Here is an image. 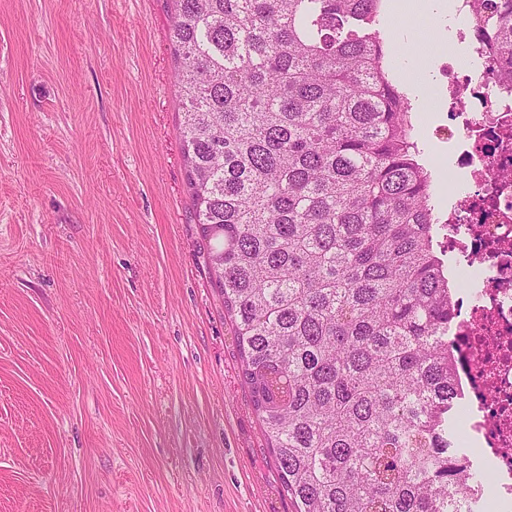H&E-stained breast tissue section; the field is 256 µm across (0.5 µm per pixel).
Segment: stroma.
Here are the masks:
<instances>
[{"label": "stroma", "mask_w": 512, "mask_h": 512, "mask_svg": "<svg viewBox=\"0 0 512 512\" xmlns=\"http://www.w3.org/2000/svg\"><path fill=\"white\" fill-rule=\"evenodd\" d=\"M380 28L433 169L448 0ZM172 0H0V512H292L200 248Z\"/></svg>", "instance_id": "1"}]
</instances>
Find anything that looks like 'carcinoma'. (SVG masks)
<instances>
[{
  "mask_svg": "<svg viewBox=\"0 0 512 512\" xmlns=\"http://www.w3.org/2000/svg\"><path fill=\"white\" fill-rule=\"evenodd\" d=\"M188 185L294 512H483L451 376L436 173L383 0H173ZM512 87V0H481Z\"/></svg>",
  "mask_w": 512,
  "mask_h": 512,
  "instance_id": "obj_1",
  "label": "carcinoma"
}]
</instances>
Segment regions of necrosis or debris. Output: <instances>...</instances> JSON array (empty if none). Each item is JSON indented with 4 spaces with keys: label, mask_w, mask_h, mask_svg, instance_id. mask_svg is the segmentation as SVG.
Masks as SVG:
<instances>
[{
    "label": "necrosis or debris",
    "mask_w": 512,
    "mask_h": 512,
    "mask_svg": "<svg viewBox=\"0 0 512 512\" xmlns=\"http://www.w3.org/2000/svg\"><path fill=\"white\" fill-rule=\"evenodd\" d=\"M464 66L440 68L426 89L434 109L446 113L457 169L468 185H448L449 229L443 236L450 278L463 267L478 273V296L459 293L453 375L472 408L477 465L492 468L495 496L512 505V90L490 72L476 35L459 28Z\"/></svg>",
    "instance_id": "obj_1"
}]
</instances>
